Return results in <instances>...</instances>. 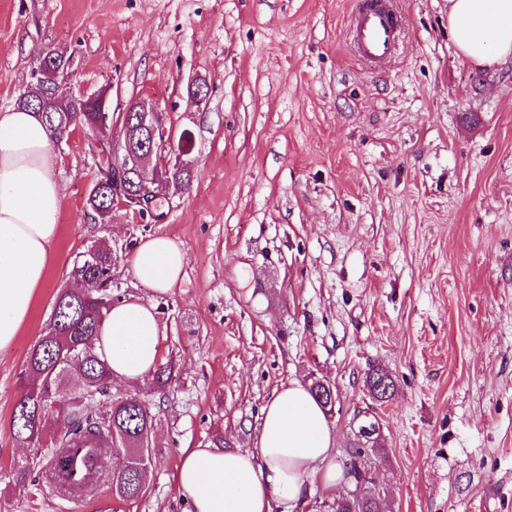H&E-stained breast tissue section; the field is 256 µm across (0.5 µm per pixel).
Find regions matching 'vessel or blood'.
<instances>
[{"mask_svg":"<svg viewBox=\"0 0 512 512\" xmlns=\"http://www.w3.org/2000/svg\"><path fill=\"white\" fill-rule=\"evenodd\" d=\"M402 25L392 0H353L348 35L356 57L375 65L390 60Z\"/></svg>","mask_w":512,"mask_h":512,"instance_id":"1","label":"vessel or blood"}]
</instances>
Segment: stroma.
Instances as JSON below:
<instances>
[{
    "label": "stroma",
    "mask_w": 512,
    "mask_h": 512,
    "mask_svg": "<svg viewBox=\"0 0 512 512\" xmlns=\"http://www.w3.org/2000/svg\"><path fill=\"white\" fill-rule=\"evenodd\" d=\"M406 28L383 73L347 38L350 0H0V109L46 51L70 59L61 97L110 92L113 121L147 101L194 135L187 190L162 219L85 208L93 136L55 144L63 187L48 286L0 350V512H187L188 448H254L262 408L292 380L321 381L337 464L365 450L382 512H512V59L462 58L448 0H396ZM203 89V101L193 92ZM184 253L151 295L130 260L143 238ZM114 250L113 295L151 300L168 382L111 383L155 415L146 494L17 485L11 420L20 372L73 267ZM385 370L392 394L366 380Z\"/></svg>",
    "instance_id": "obj_1"
}]
</instances>
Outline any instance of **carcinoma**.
I'll use <instances>...</instances> for the list:
<instances>
[{
  "label": "carcinoma",
  "instance_id": "carcinoma-1",
  "mask_svg": "<svg viewBox=\"0 0 512 512\" xmlns=\"http://www.w3.org/2000/svg\"><path fill=\"white\" fill-rule=\"evenodd\" d=\"M18 106L36 112L57 137L64 139L77 127H87L98 118L90 99H77L61 107L38 81L20 96ZM88 150L100 156L99 190L86 199L87 210L98 220L100 212L112 199L108 184L112 175L108 157L110 144L103 139L97 146L88 145ZM74 272L83 280L101 284V289L78 288L71 294L57 296L48 331L29 352L21 372L23 389L18 408L26 407L28 411L13 418V438L22 447L36 449L47 464L53 462L63 448H86L89 459L95 462V474L88 482L96 485L106 480L122 501L139 498L140 490L146 487L152 461L150 457L142 458L140 450L143 445L151 446L154 415L150 407L136 397H109V366L96 344L108 302L112 301V293L108 292L112 280V252L105 247L96 248L95 256L78 261ZM73 375L79 376L94 395L80 398L69 392L67 381ZM48 400L57 404L53 415L40 413L41 404ZM51 416L62 421L63 428L48 437ZM114 432L122 437V462L118 466L106 461L99 451L103 446H111ZM80 479L81 475L69 470L58 471L48 484L73 490ZM333 510L379 512V504L367 496L363 497V503L353 505L338 499Z\"/></svg>",
  "mask_w": 512,
  "mask_h": 512
}]
</instances>
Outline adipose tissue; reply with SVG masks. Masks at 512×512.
Returning <instances> with one entry per match:
<instances>
[{"label": "adipose tissue", "instance_id": "ef3b65f1", "mask_svg": "<svg viewBox=\"0 0 512 512\" xmlns=\"http://www.w3.org/2000/svg\"><path fill=\"white\" fill-rule=\"evenodd\" d=\"M448 25L460 55L480 67L512 57V0H448ZM53 131L32 111H0V350L15 343L40 288L47 284L58 236L63 190L52 174ZM184 257L165 236L143 240L131 267L155 294L175 287ZM162 325L151 301L115 304L97 341L111 377L138 382L160 357ZM263 424L253 449L224 450L205 442L188 449L177 470L179 492L192 512H273L295 507L308 477L337 492L343 474L336 467L334 440L323 409L297 381L276 389L262 409Z\"/></svg>", "mask_w": 512, "mask_h": 512}]
</instances>
